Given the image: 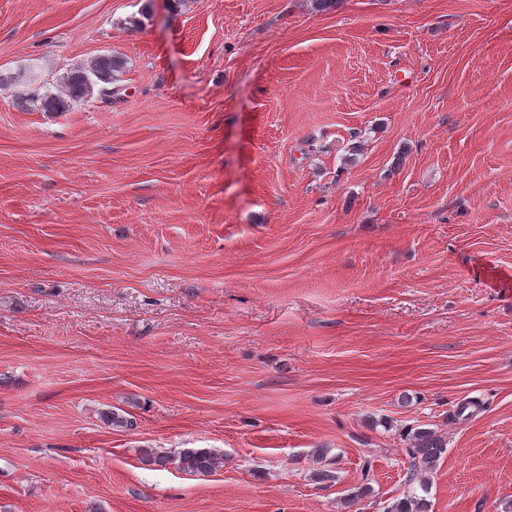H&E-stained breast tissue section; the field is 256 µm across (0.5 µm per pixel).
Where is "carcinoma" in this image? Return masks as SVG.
<instances>
[{"instance_id": "obj_1", "label": "carcinoma", "mask_w": 512, "mask_h": 512, "mask_svg": "<svg viewBox=\"0 0 512 512\" xmlns=\"http://www.w3.org/2000/svg\"><path fill=\"white\" fill-rule=\"evenodd\" d=\"M125 69L122 57L103 54L88 64L67 69L56 80V91L44 92L34 88L20 99L21 106L34 111L60 113L70 111L74 105L88 103L95 98L106 100L112 85L119 81ZM412 459L406 482L417 483L428 491L431 474L437 469L448 451L447 439L429 428H416L407 433ZM140 459L148 465L165 467L169 464L195 474H209L224 466V455L206 448H185L178 454L161 455L152 448L139 449ZM429 501L414 492L395 500L386 512H429Z\"/></svg>"}]
</instances>
